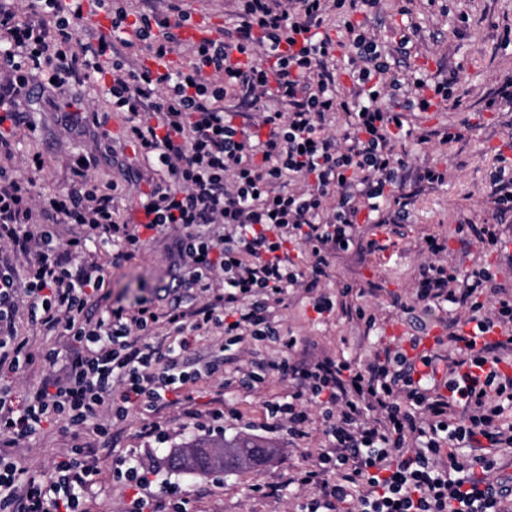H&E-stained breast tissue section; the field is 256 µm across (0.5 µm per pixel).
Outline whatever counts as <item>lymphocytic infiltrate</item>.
Returning a JSON list of instances; mask_svg holds the SVG:
<instances>
[{"mask_svg":"<svg viewBox=\"0 0 512 512\" xmlns=\"http://www.w3.org/2000/svg\"><path fill=\"white\" fill-rule=\"evenodd\" d=\"M381 2L235 0L218 39L188 45L178 31L192 16L176 0L135 13L120 0H97L112 15L106 36L85 28L83 0H27L25 19L0 0V247L25 262L21 281L0 267V375L32 359L15 330L19 310L69 345L46 353L56 371L24 403L0 382V512H84L98 472L91 457L65 452L45 478L18 466L9 448L46 423L89 425L102 435L131 406H167L169 392L200 378L179 369L178 357L188 335L203 330L245 351L277 346L275 358L238 370L233 381L252 389L273 374L290 380L286 399L267 410L293 437H305L309 406L321 408L325 445L291 478L308 492L300 512H512V477L499 461L512 448V292L489 266L458 276L443 262V241H422L421 287L399 309L418 323L450 308L456 314L417 361L399 346L355 366L296 360L295 339L283 338L274 321L289 290L329 278L343 246L379 249L361 239L360 223H403L412 195L399 142L461 136L411 127L409 113L430 106L425 90L449 100L458 71L433 83L401 80L408 38L389 47L352 20L380 14ZM333 15L345 39L330 36ZM119 45L156 56L185 52L189 60L153 71L117 59ZM234 51L247 62L228 64ZM90 80L111 110L89 106ZM36 83L46 102L66 99L72 126L94 146L111 112L126 113L128 143L164 174L138 196L146 223L123 218L116 196L87 178L94 156L59 189L37 187L41 165L15 172V143L3 125L23 124ZM385 89L404 92L402 107L383 104ZM53 224H77L84 234L59 242ZM148 231L176 234L172 281L198 290L205 303L142 302L91 316L105 282L103 257H134ZM299 252L308 264L296 260ZM160 329L173 338L164 356L146 341ZM154 474L138 457L117 470L130 491L125 512H181L182 503L163 510L146 496Z\"/></svg>","mask_w":512,"mask_h":512,"instance_id":"lymphocytic-infiltrate-1","label":"lymphocytic infiltrate"}]
</instances>
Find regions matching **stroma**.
I'll return each instance as SVG.
<instances>
[{"label":"stroma","instance_id":"obj_1","mask_svg":"<svg viewBox=\"0 0 512 512\" xmlns=\"http://www.w3.org/2000/svg\"><path fill=\"white\" fill-rule=\"evenodd\" d=\"M401 4L402 0H383L381 18H368L358 12L353 20L373 30L388 45L404 35L410 38L411 55L405 75L432 76L448 67L459 69L455 89L459 104L430 115L415 114L414 121L425 128L466 123L470 129L462 139L447 145L407 142L410 166L447 170L448 182L435 189L415 188L411 221L397 226L385 250L352 248L331 258L330 277L318 284L317 291L332 296V312L316 315L311 306L314 293L302 288L289 292L276 319L283 336L296 338L300 354L328 355L355 365L375 350L392 345L388 328L405 323L392 301L397 295L408 300L416 294L419 266L424 260L419 252L421 237L430 234L443 238L448 246V262L463 271L471 269L483 254L475 242L455 236V225L463 218L478 223L494 220L488 202L489 174L502 162L512 163V130L505 126L512 114L503 109L485 110L483 103L490 88L512 76V45L502 42L504 28L512 27V0H411L407 16L399 12ZM462 13L468 14L469 27L459 37L453 26ZM56 119L52 112H33L27 125L14 131L18 143L15 169L27 173L28 156L42 154L45 169L36 180L38 186L48 189L67 186L73 178L75 157L90 150L83 137L61 134ZM173 256V240L162 234L151 239L133 259L109 266L101 290L106 304L131 307L143 299L156 300L159 288L169 281ZM346 285L352 292L344 298L338 291ZM350 305L371 309L376 317L374 327H366L347 313ZM16 328L19 337L28 340L34 355L31 364L11 377L15 397L21 401L50 373L40 358L41 351L65 348L66 339L45 334L25 315L17 320ZM287 392V382L275 377L253 390L226 388L219 377L205 378L182 390L175 404L153 413L131 411L108 437L89 431L77 435L64 424H48L36 438L11 448L10 453L21 465L47 475L64 450L75 444L84 447L100 470L88 488L86 512H123L129 491L113 480L111 471L118 460L147 453L157 471L146 490L150 499L172 496L185 500L187 512H296L300 496L288 487V476L307 465L308 452L322 445L321 411L316 407L311 410L308 439H291L287 429L270 426L265 409L266 402ZM214 409L224 412L225 438L245 435L269 442L267 457L259 466L226 471L171 469L167 463L171 455L192 440L211 438L204 423ZM156 424L167 432V443H156L150 437L149 430ZM259 483H278L282 489L279 495L261 496L252 491Z\"/></svg>","mask_w":512,"mask_h":512}]
</instances>
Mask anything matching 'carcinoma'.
Segmentation results:
<instances>
[{
	"label": "carcinoma",
	"instance_id": "carcinoma-1",
	"mask_svg": "<svg viewBox=\"0 0 512 512\" xmlns=\"http://www.w3.org/2000/svg\"><path fill=\"white\" fill-rule=\"evenodd\" d=\"M266 454V445L249 437L231 441L194 440L169 460L175 469L210 471L232 468L244 461L260 462Z\"/></svg>",
	"mask_w": 512,
	"mask_h": 512
}]
</instances>
